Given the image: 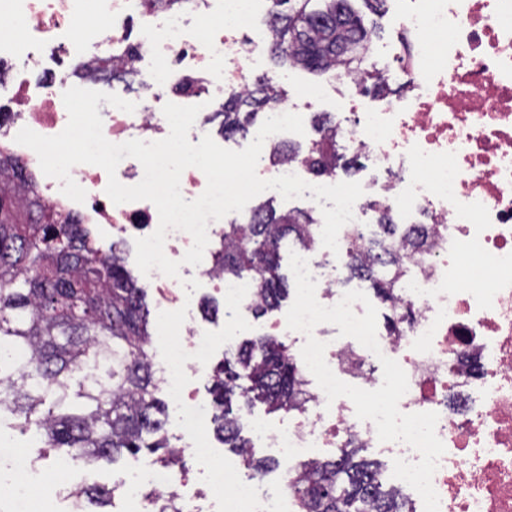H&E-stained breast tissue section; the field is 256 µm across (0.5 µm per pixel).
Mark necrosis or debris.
Returning <instances> with one entry per match:
<instances>
[{
  "mask_svg": "<svg viewBox=\"0 0 512 512\" xmlns=\"http://www.w3.org/2000/svg\"><path fill=\"white\" fill-rule=\"evenodd\" d=\"M260 2L183 0L157 8L150 0H0V22L17 29L0 36V64L12 69L0 81V151L20 161L44 202L93 225L103 239L151 235L159 224L153 203H113L106 171L90 164L70 171L86 192L75 202L15 137L25 127L59 134L68 122V88L94 90L132 75L141 86L134 112L98 104L105 138L164 139L162 108L172 102L200 105L189 132L199 143L218 100L250 88L257 59L272 50L270 30L255 26ZM400 2L394 21L411 42L389 50L381 72L396 75L402 91L395 100L361 98L340 135L366 158L371 190L396 222L427 223L433 245L422 252L400 245L405 273L395 295L405 320L398 332L378 329L379 352L337 336L330 323L312 335L326 342L325 360L341 381L377 389L386 356L408 378L400 411L437 413L445 446L432 477L439 512H512V0ZM192 244L189 233L168 231L164 253L181 267L175 278L155 269L148 275L157 308L186 315L194 279L236 313L248 312L253 288L211 272L209 260L185 264ZM305 258L317 301L337 304L345 270L325 252ZM161 342L173 353L159 366L168 402L204 480L179 466L141 464L120 480L122 512H146L151 494L174 497L184 512H298L294 482L348 442L391 460L420 459L403 442L379 441L349 398L328 400L308 372L302 405L287 423L255 428L260 447L283 462L282 473L272 482L243 478L205 448L182 381L185 371L209 366L217 345L232 349L233 339L190 321Z\"/></svg>",
  "mask_w": 512,
  "mask_h": 512,
  "instance_id": "1",
  "label": "necrosis or debris"
}]
</instances>
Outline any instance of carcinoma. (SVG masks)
I'll use <instances>...</instances> for the list:
<instances>
[{"mask_svg":"<svg viewBox=\"0 0 512 512\" xmlns=\"http://www.w3.org/2000/svg\"><path fill=\"white\" fill-rule=\"evenodd\" d=\"M354 0H270L267 15L274 34L273 56L318 76L346 72L363 92L388 90L384 77L359 66L377 36V25L353 7ZM279 86L265 78L224 102L218 132L246 136L259 115L273 108ZM319 138L303 149L272 143L273 165L305 157L316 176L349 171L336 149V122L315 120ZM31 176L0 155V345L31 352L23 367L0 358V413L19 420L46 448L94 464L115 462L143 451L154 464L184 460L166 433L167 414L158 398L163 379L153 363L150 311L143 288L126 266L121 243L103 247L85 224H72L57 209L28 198ZM377 230L357 234L367 248L350 251L348 269L369 283L382 301L392 302L389 275L400 265V235L384 202ZM318 221L309 211L277 212L259 204L247 223L224 225V241L213 253L214 269L225 278L251 280L259 300L256 316L277 309L288 295L280 273L282 250L291 243L313 248ZM300 386V368L285 342L262 335L237 346L215 370L212 387L217 432L261 474L269 468L247 452L233 403L260 401L270 412H288ZM362 449H340L298 481L294 495L302 512H413L409 501L386 491L380 463ZM112 490L88 483L78 496L109 503Z\"/></svg>","mask_w":512,"mask_h":512,"instance_id":"cac0c4a2","label":"carcinoma"}]
</instances>
